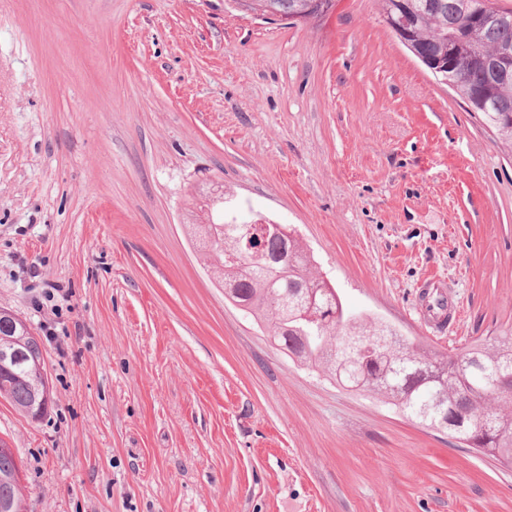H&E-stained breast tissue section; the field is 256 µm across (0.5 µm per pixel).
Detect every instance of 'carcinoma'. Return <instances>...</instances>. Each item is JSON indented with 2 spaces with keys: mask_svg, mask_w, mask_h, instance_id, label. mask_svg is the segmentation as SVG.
Instances as JSON below:
<instances>
[{
  "mask_svg": "<svg viewBox=\"0 0 512 512\" xmlns=\"http://www.w3.org/2000/svg\"><path fill=\"white\" fill-rule=\"evenodd\" d=\"M385 22L418 60L440 59L444 77L501 144L512 148V10L491 0H379ZM275 13L325 15L313 0H270ZM507 59L508 66L488 63ZM220 217L187 224L212 278L233 292L225 297L264 325L292 361L311 367L344 388L363 391L423 420L439 421L435 403L448 410V435L512 467V335L490 336L459 352L423 351L396 330L353 316L328 283L311 272L312 260L287 225L250 224L228 218L224 195L212 198ZM0 394L21 414L37 405L35 362L39 339L15 314H0ZM15 455L0 453V501L28 512L12 476Z\"/></svg>",
  "mask_w": 512,
  "mask_h": 512,
  "instance_id": "1",
  "label": "carcinoma"
}]
</instances>
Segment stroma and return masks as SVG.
I'll return each instance as SVG.
<instances>
[{
    "instance_id": "obj_1",
    "label": "stroma",
    "mask_w": 512,
    "mask_h": 512,
    "mask_svg": "<svg viewBox=\"0 0 512 512\" xmlns=\"http://www.w3.org/2000/svg\"><path fill=\"white\" fill-rule=\"evenodd\" d=\"M221 190L423 350L512 334V153L378 0H0V307L54 397L36 421L0 399L31 512H512V467L225 299L184 230ZM427 274L461 308L444 336L415 314ZM259 1H270L271 6L273 7L275 13L280 14L281 17L288 16L292 12H300L305 16L310 18H318L325 15L326 12L324 10H319L313 7V1L320 0H259ZM275 13H272L271 16H275Z\"/></svg>"
}]
</instances>
